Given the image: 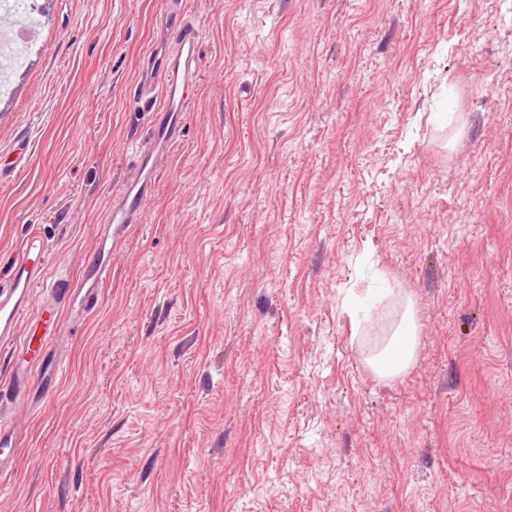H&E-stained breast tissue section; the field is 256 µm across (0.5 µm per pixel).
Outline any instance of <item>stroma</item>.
I'll use <instances>...</instances> for the list:
<instances>
[{
	"label": "stroma",
	"instance_id": "stroma-1",
	"mask_svg": "<svg viewBox=\"0 0 512 512\" xmlns=\"http://www.w3.org/2000/svg\"><path fill=\"white\" fill-rule=\"evenodd\" d=\"M163 0H41L0 98V280L120 194ZM183 134L20 409L0 512H512V0H187ZM416 302V360L367 365Z\"/></svg>",
	"mask_w": 512,
	"mask_h": 512
}]
</instances>
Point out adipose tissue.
<instances>
[{
  "mask_svg": "<svg viewBox=\"0 0 512 512\" xmlns=\"http://www.w3.org/2000/svg\"><path fill=\"white\" fill-rule=\"evenodd\" d=\"M417 344V314L412 300L408 299L386 345L368 358L367 363L378 378H393L413 363Z\"/></svg>",
  "mask_w": 512,
  "mask_h": 512,
  "instance_id": "ef3b65f1",
  "label": "adipose tissue"
}]
</instances>
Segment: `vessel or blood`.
Wrapping results in <instances>:
<instances>
[{
    "instance_id": "b4317fda",
    "label": "vessel or blood",
    "mask_w": 512,
    "mask_h": 512,
    "mask_svg": "<svg viewBox=\"0 0 512 512\" xmlns=\"http://www.w3.org/2000/svg\"><path fill=\"white\" fill-rule=\"evenodd\" d=\"M186 14L183 0H167L162 21L174 35L173 47L162 53L150 51L136 87L144 110L153 115L151 132L136 152L134 177L108 205L95 247L81 260L78 278L49 276L48 245L32 234L0 283V345L9 355L8 375L0 381V476L14 470L20 446L14 410L57 391L63 360L56 341L63 334L65 314L87 313L97 306L113 255L130 225L142 221L155 176L181 139L199 46V34Z\"/></svg>"
}]
</instances>
